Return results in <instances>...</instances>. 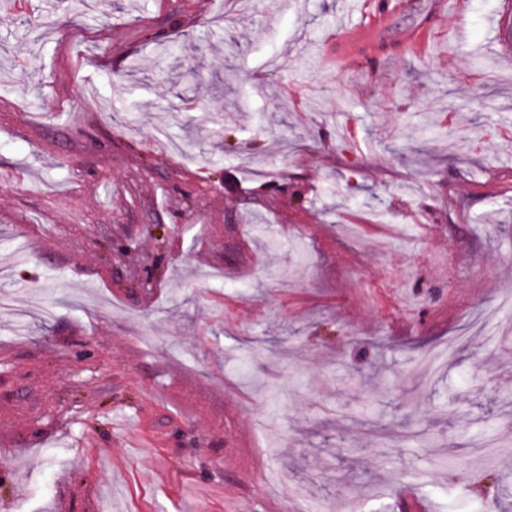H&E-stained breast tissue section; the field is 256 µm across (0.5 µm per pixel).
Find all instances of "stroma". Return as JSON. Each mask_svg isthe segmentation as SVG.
<instances>
[{
	"label": "stroma",
	"mask_w": 512,
	"mask_h": 512,
	"mask_svg": "<svg viewBox=\"0 0 512 512\" xmlns=\"http://www.w3.org/2000/svg\"><path fill=\"white\" fill-rule=\"evenodd\" d=\"M355 2L0 0V512H512V0ZM409 6L407 0L365 1L360 23L346 27L331 40L330 50L340 56L350 51L367 49L374 45L376 36L383 29L385 21L397 11Z\"/></svg>",
	"instance_id": "1"
}]
</instances>
